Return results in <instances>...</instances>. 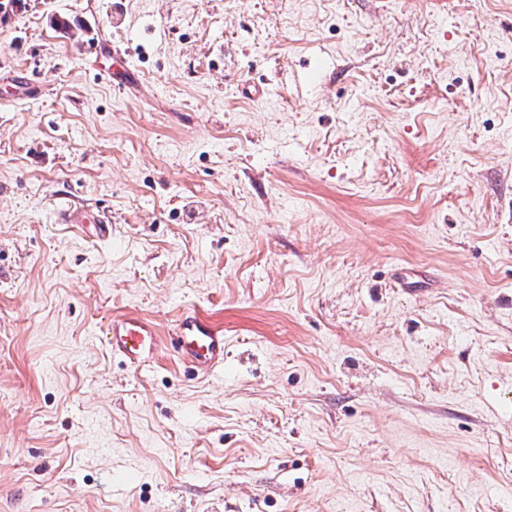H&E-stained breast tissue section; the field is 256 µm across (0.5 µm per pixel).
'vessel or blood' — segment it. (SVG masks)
Returning <instances> with one entry per match:
<instances>
[{"instance_id": "obj_1", "label": "vessel or blood", "mask_w": 512, "mask_h": 512, "mask_svg": "<svg viewBox=\"0 0 512 512\" xmlns=\"http://www.w3.org/2000/svg\"><path fill=\"white\" fill-rule=\"evenodd\" d=\"M60 224L91 226L102 238L112 233L108 216L84 207L65 205L55 213ZM105 340L113 353L136 365L154 356L164 344H171L179 358L200 374L209 373L224 361V331L198 311L189 309L178 318L169 342H162L155 325L136 315H124L110 320Z\"/></svg>"}]
</instances>
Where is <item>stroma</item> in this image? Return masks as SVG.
<instances>
[{
	"instance_id": "1",
	"label": "stroma",
	"mask_w": 512,
	"mask_h": 512,
	"mask_svg": "<svg viewBox=\"0 0 512 512\" xmlns=\"http://www.w3.org/2000/svg\"><path fill=\"white\" fill-rule=\"evenodd\" d=\"M2 6L0 512H512V0ZM55 221L58 224L93 226L100 238H106L112 234L111 218L84 207L62 206L55 213ZM170 344L198 374H207L224 363V330L194 309L180 315ZM105 340L113 353L137 365L154 356L164 346L155 325L136 315L114 317L105 330Z\"/></svg>"
}]
</instances>
